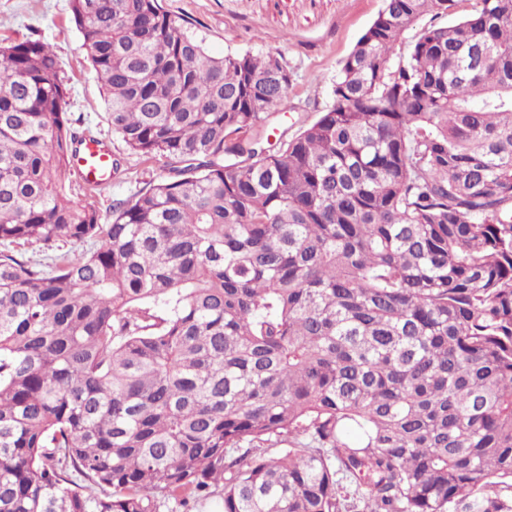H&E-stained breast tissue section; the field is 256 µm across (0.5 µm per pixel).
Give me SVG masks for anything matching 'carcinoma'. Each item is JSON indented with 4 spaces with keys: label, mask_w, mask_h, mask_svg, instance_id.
<instances>
[{
    "label": "carcinoma",
    "mask_w": 512,
    "mask_h": 512,
    "mask_svg": "<svg viewBox=\"0 0 512 512\" xmlns=\"http://www.w3.org/2000/svg\"><path fill=\"white\" fill-rule=\"evenodd\" d=\"M71 10L168 177L63 199L68 83L0 43V512H512V0H383L274 148L270 55Z\"/></svg>",
    "instance_id": "1"
}]
</instances>
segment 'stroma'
<instances>
[{
  "mask_svg": "<svg viewBox=\"0 0 512 512\" xmlns=\"http://www.w3.org/2000/svg\"><path fill=\"white\" fill-rule=\"evenodd\" d=\"M173 18L189 21L209 54L269 53L288 62L292 82L284 111L271 114L270 139L295 135L316 114L314 105L332 99L338 63L367 28L382 0H163ZM40 39L51 45L59 74L70 87L66 111L75 135L109 142L121 173L109 186L92 189L77 176L65 183L76 206L109 210L114 200L168 175L163 158L145 159L114 135L96 74L82 47L70 0H0V40Z\"/></svg>",
  "mask_w": 512,
  "mask_h": 512,
  "instance_id": "35a3bbf8",
  "label": "stroma"
}]
</instances>
